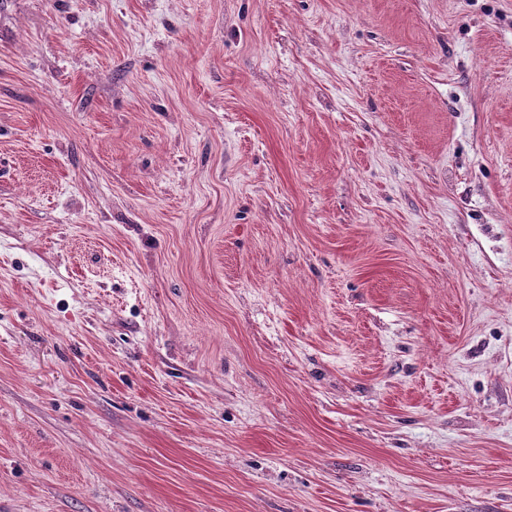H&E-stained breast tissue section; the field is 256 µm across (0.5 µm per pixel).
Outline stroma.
Returning a JSON list of instances; mask_svg holds the SVG:
<instances>
[{
    "label": "stroma",
    "instance_id": "obj_1",
    "mask_svg": "<svg viewBox=\"0 0 512 512\" xmlns=\"http://www.w3.org/2000/svg\"><path fill=\"white\" fill-rule=\"evenodd\" d=\"M0 512H512V0H0Z\"/></svg>",
    "mask_w": 512,
    "mask_h": 512
}]
</instances>
